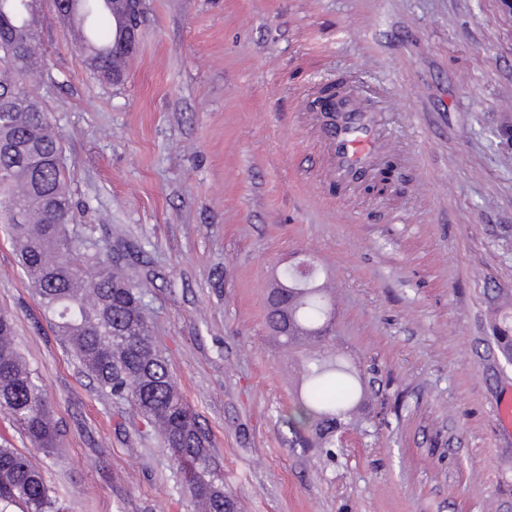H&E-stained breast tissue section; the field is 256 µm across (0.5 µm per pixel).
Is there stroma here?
Listing matches in <instances>:
<instances>
[{
    "mask_svg": "<svg viewBox=\"0 0 512 512\" xmlns=\"http://www.w3.org/2000/svg\"><path fill=\"white\" fill-rule=\"evenodd\" d=\"M33 87L62 146L71 238L122 254L157 346L243 512H512V0H145L136 65L94 74L41 5ZM354 76L401 195L342 193L313 100ZM303 260L338 292L337 355L368 385L336 448L287 421L298 371L266 322ZM0 309L60 445L65 512H194L168 451L56 336L0 231ZM496 336H493L498 343L500 350L512 358V298L500 304L495 310Z\"/></svg>",
    "mask_w": 512,
    "mask_h": 512,
    "instance_id": "stroma-1",
    "label": "stroma"
}]
</instances>
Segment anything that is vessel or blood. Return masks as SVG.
Instances as JSON below:
<instances>
[{"label": "vessel or blood", "instance_id": "b4317fda", "mask_svg": "<svg viewBox=\"0 0 512 512\" xmlns=\"http://www.w3.org/2000/svg\"><path fill=\"white\" fill-rule=\"evenodd\" d=\"M336 110L335 127L325 131L332 146V174L338 183L352 189L366 170L389 158L392 145L380 131L377 112L364 107L359 84L345 83Z\"/></svg>", "mask_w": 512, "mask_h": 512}]
</instances>
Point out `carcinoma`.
<instances>
[{"instance_id": "carcinoma-1", "label": "carcinoma", "mask_w": 512, "mask_h": 512, "mask_svg": "<svg viewBox=\"0 0 512 512\" xmlns=\"http://www.w3.org/2000/svg\"><path fill=\"white\" fill-rule=\"evenodd\" d=\"M108 0H71L86 16ZM27 3L0 0V31L8 30L16 52L0 47V92L12 87L24 104L9 113L0 140L11 151L0 157V225L22 242L21 266L36 288L39 306L56 335L74 351L97 385L127 398L160 435L164 448L191 489L196 512H224L233 493L213 460L209 439L183 400L166 361L155 345L153 327L139 292L118 262L90 252L67 235L72 200L65 167L52 162L62 152L48 113L27 84L41 73L36 50L38 22L19 19ZM93 72L123 74L120 64L132 52L118 38L92 36L79 45ZM392 184L391 167L367 190L383 196ZM288 319L296 336H277L290 349L309 345L303 364L305 401L288 422L310 429L322 448L335 446L336 432L347 425L357 395L348 371L336 363L332 308L324 285L301 281L288 268ZM500 350L512 358V299L495 310ZM0 412L28 438L33 450L49 453L59 444V429L46 405L40 377L24 361L15 341L13 316L0 311ZM60 512L40 467L26 453L0 444V512Z\"/></svg>"}]
</instances>
